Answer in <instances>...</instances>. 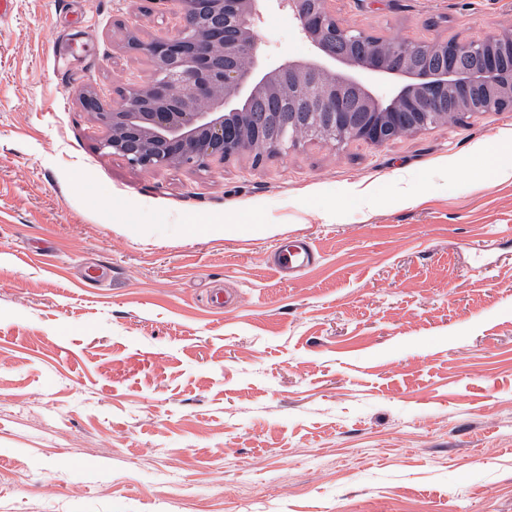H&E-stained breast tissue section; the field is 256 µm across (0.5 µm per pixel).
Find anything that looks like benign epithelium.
<instances>
[{"label":"benign epithelium","mask_w":512,"mask_h":512,"mask_svg":"<svg viewBox=\"0 0 512 512\" xmlns=\"http://www.w3.org/2000/svg\"><path fill=\"white\" fill-rule=\"evenodd\" d=\"M179 16L174 34L143 41L124 26L123 48L151 77L107 99L89 86L83 111L103 128L100 149L143 170L252 164L307 139L383 145L408 125L459 112H512V30L476 37L383 38L336 15L334 0H276L309 43L303 60L265 64L256 30L265 0H135ZM289 109H282L283 100Z\"/></svg>","instance_id":"obj_1"}]
</instances>
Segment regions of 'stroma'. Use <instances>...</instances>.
I'll return each mask as SVG.
<instances>
[{"mask_svg": "<svg viewBox=\"0 0 512 512\" xmlns=\"http://www.w3.org/2000/svg\"><path fill=\"white\" fill-rule=\"evenodd\" d=\"M335 8L512 28V0ZM124 18L179 27L134 0L0 16V512H512V179L473 167L512 112L144 172L78 100L149 77ZM256 32L308 53L287 12ZM300 237L317 262L278 273Z\"/></svg>", "mask_w": 512, "mask_h": 512, "instance_id": "35a3bbf8", "label": "stroma"}]
</instances>
